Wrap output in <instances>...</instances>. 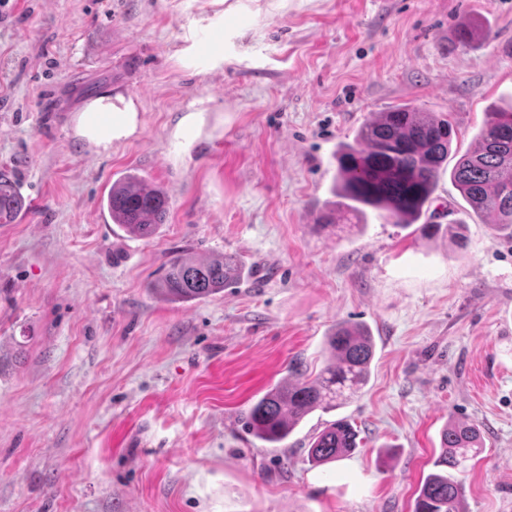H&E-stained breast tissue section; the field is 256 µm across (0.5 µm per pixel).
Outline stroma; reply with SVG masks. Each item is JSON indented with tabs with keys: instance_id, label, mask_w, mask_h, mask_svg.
Wrapping results in <instances>:
<instances>
[{
	"instance_id": "stroma-1",
	"label": "stroma",
	"mask_w": 512,
	"mask_h": 512,
	"mask_svg": "<svg viewBox=\"0 0 512 512\" xmlns=\"http://www.w3.org/2000/svg\"><path fill=\"white\" fill-rule=\"evenodd\" d=\"M108 89L141 128L100 154L72 118ZM404 104L451 117L456 163L512 105V0H0V171L30 202L0 224V512H413L451 417L483 438L466 512H512V237L445 172L422 221L464 247L319 221L337 146ZM129 171L169 198L149 239L102 206ZM180 251L249 275L161 301ZM339 321L373 331L368 384L269 447L245 412ZM342 417L356 450L312 466Z\"/></svg>"
}]
</instances>
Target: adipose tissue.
Returning <instances> with one entry per match:
<instances>
[{
  "instance_id": "adipose-tissue-1",
  "label": "adipose tissue",
  "mask_w": 512,
  "mask_h": 512,
  "mask_svg": "<svg viewBox=\"0 0 512 512\" xmlns=\"http://www.w3.org/2000/svg\"><path fill=\"white\" fill-rule=\"evenodd\" d=\"M140 117L133 100L104 92L89 100L74 117V133L97 150L136 137Z\"/></svg>"
}]
</instances>
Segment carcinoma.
Returning <instances> with one entry per match:
<instances>
[{"mask_svg":"<svg viewBox=\"0 0 512 512\" xmlns=\"http://www.w3.org/2000/svg\"><path fill=\"white\" fill-rule=\"evenodd\" d=\"M456 130L449 116L402 105L377 112L358 129L355 143L336 150L333 224L362 221L367 210L393 224L409 227L425 214ZM452 182L477 214L492 218L494 230L512 236V107L487 113L474 145L459 157ZM112 222L139 238L151 237L165 223V191L136 174L112 183L107 202ZM27 209L26 200L8 174L0 171V224L14 223ZM245 272L236 256L200 260L189 253L172 256L150 291L171 302L207 298L237 285ZM328 360L313 379H287L269 389L247 414L252 433L271 445L286 440L295 427L320 408L334 409L344 393L354 394L368 382L375 341L368 327L339 323L326 337ZM358 433L350 421L336 420L314 437L308 450L314 466L333 463L357 448ZM479 428L450 420L441 432L435 471L421 483L414 512H464V486L453 471L481 451Z\"/></svg>","mask_w":512,"mask_h":512,"instance_id":"cac0c4a2","label":"carcinoma"}]
</instances>
